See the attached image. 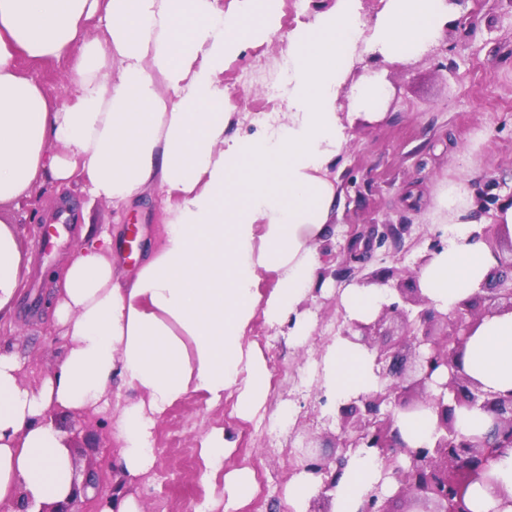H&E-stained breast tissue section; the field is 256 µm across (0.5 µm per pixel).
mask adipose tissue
Returning <instances> with one entry per match:
<instances>
[{
    "label": "adipose tissue",
    "instance_id": "1",
    "mask_svg": "<svg viewBox=\"0 0 512 512\" xmlns=\"http://www.w3.org/2000/svg\"><path fill=\"white\" fill-rule=\"evenodd\" d=\"M454 11L450 0H386L369 17L362 0H335L284 35L282 0H0V323L11 320L32 262L14 224L44 181L80 177L119 215L158 194L163 224L161 243L130 277L116 264L121 225L83 230L49 305L68 346L39 387L24 385L15 354L0 350V512H41L71 493L75 464L47 419L53 410L116 412L117 487L106 512H142L122 488L154 468L157 422L188 394L212 407L235 395L244 419L261 411L271 374L252 323H290L299 345L311 337L314 321L300 305L319 279L320 245L342 199L329 166L351 123L381 119L388 67L424 53ZM93 18L96 36L86 28ZM275 39L281 119L227 134L226 63ZM366 58L372 69L350 81ZM54 60L69 63L63 106L22 70ZM434 209L442 246L416 275L423 296L448 313L478 291L495 259L475 235L468 180L443 184ZM338 302L348 319L368 322L387 292L353 283ZM462 367L484 389L512 392V311L471 329ZM319 381L333 405L376 390L374 356L335 337ZM116 387L134 399L111 401ZM395 420L409 447L432 443L431 410ZM198 446L203 481L223 480L212 506L248 503L255 481L248 468L225 469L235 443L223 428ZM392 486L377 458L354 454L330 492L332 512H361L371 490ZM466 500L470 512H512V448L488 463Z\"/></svg>",
    "mask_w": 512,
    "mask_h": 512
}]
</instances>
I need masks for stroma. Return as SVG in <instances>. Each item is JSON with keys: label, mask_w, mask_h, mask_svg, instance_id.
<instances>
[{"label": "stroma", "mask_w": 512, "mask_h": 512, "mask_svg": "<svg viewBox=\"0 0 512 512\" xmlns=\"http://www.w3.org/2000/svg\"><path fill=\"white\" fill-rule=\"evenodd\" d=\"M466 8L475 14L474 29L449 27L428 52L389 68L392 93L384 118L350 127L346 150L331 167L343 201L336 232L322 244L329 260L322 277L327 289L314 291L301 305L315 319L310 339L289 345L288 327L273 330L255 320L252 338L271 373L266 404L255 418H239L234 398L211 408L195 394L165 413L155 429L156 465L138 485L145 512H194L206 503L196 441L215 426L235 442L228 466L249 468L258 485L241 512H288L283 492L302 463L304 440L315 438L326 459L340 453V429L319 404L318 376L325 346L347 321L337 289L385 267L415 269L431 241L432 199L448 180L469 178L487 224L498 201L512 196V5L468 0ZM279 51V42H266L226 65L224 86L234 110L229 133L251 134L265 116L274 115L278 101L265 85L279 75ZM26 213L16 229L33 262L11 322L0 325V347L18 353L21 378L34 388L68 345L47 307L51 275L80 244L84 226L111 223L112 210L75 179L59 189L48 183L37 187ZM372 224H405L409 230L399 243L375 249L351 278L335 277L351 230ZM286 406L295 415L284 426L280 414ZM54 425L75 439L79 466L93 471L97 493L87 498L84 510L99 512L114 486L118 448L112 416L62 410Z\"/></svg>", "instance_id": "35a3bbf8"}]
</instances>
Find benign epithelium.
<instances>
[{
  "label": "benign epithelium",
  "mask_w": 512,
  "mask_h": 512,
  "mask_svg": "<svg viewBox=\"0 0 512 512\" xmlns=\"http://www.w3.org/2000/svg\"><path fill=\"white\" fill-rule=\"evenodd\" d=\"M408 225L388 224L383 232L375 226L350 235L342 271L350 273L352 262L362 260L358 244L371 250L386 239L393 240ZM501 225L489 224L480 237L497 258L480 290L449 313L436 311L421 294L416 273L396 283L397 300L384 306L370 323L351 321L341 336L375 353V370L387 384L379 391L362 394L336 407L340 434L336 447L341 453L335 467L314 451L305 455L304 468L322 476L321 497L335 488L347 459L361 451L381 460L384 470L395 478L396 496L422 512H448V490L460 491L475 467L484 468L493 455L487 449L512 448V393L485 391L461 369V356L469 331L482 317L512 310V244L503 251L498 243ZM400 330L398 339L387 345L381 338L391 335L386 322ZM447 375L438 385L435 377ZM438 385L440 392L432 390ZM477 406L494 418V428L485 439L467 438L454 426L455 409ZM427 408L436 415L432 446L410 448L395 426L394 412ZM406 462L396 464L400 455Z\"/></svg>",
  "instance_id": "benign-epithelium-1"
}]
</instances>
